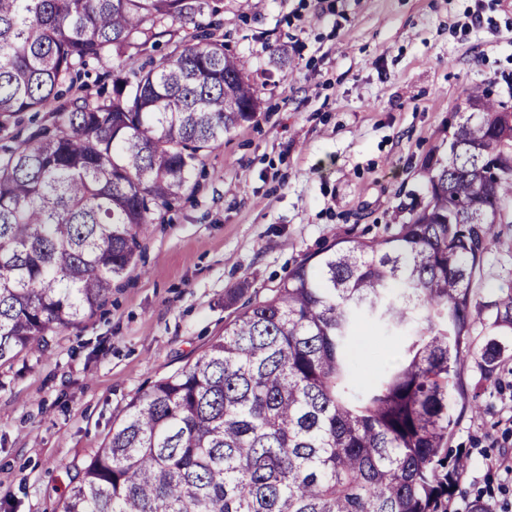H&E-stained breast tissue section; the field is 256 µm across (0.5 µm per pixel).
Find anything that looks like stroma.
<instances>
[{
    "label": "stroma",
    "mask_w": 512,
    "mask_h": 512,
    "mask_svg": "<svg viewBox=\"0 0 512 512\" xmlns=\"http://www.w3.org/2000/svg\"><path fill=\"white\" fill-rule=\"evenodd\" d=\"M216 39L245 63L254 121L207 153L156 214L106 303L42 353L0 366V512H57L75 465L100 448L119 411L193 362L242 302L270 294L335 239L383 235L424 201L420 173L439 132L481 85L512 105V0H224ZM53 127L51 113L0 125V159ZM478 299L512 287V210L488 225ZM484 321L472 326L462 412L449 441L468 466L450 512L498 500L512 484L488 459L512 454V349L481 377ZM364 327L353 360L369 384L395 362Z\"/></svg>",
    "instance_id": "obj_1"
}]
</instances>
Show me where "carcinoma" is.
Returning a JSON list of instances; mask_svg holds the SVG:
<instances>
[{"mask_svg":"<svg viewBox=\"0 0 512 512\" xmlns=\"http://www.w3.org/2000/svg\"><path fill=\"white\" fill-rule=\"evenodd\" d=\"M219 0H0V118L52 112L0 160V362L48 345L109 298L154 215L204 154L256 117L250 74L213 37ZM177 22L150 67L125 62ZM111 88L59 103L79 70ZM422 163L428 198L371 239L346 236L250 299L186 367L133 399L72 477L60 512H448L466 468L448 451L475 318L512 336V290L473 293L484 225L512 205V123L476 86ZM400 340L367 386L363 325ZM501 354L483 350L485 379Z\"/></svg>","mask_w":512,"mask_h":512,"instance_id":"obj_1","label":"carcinoma"}]
</instances>
